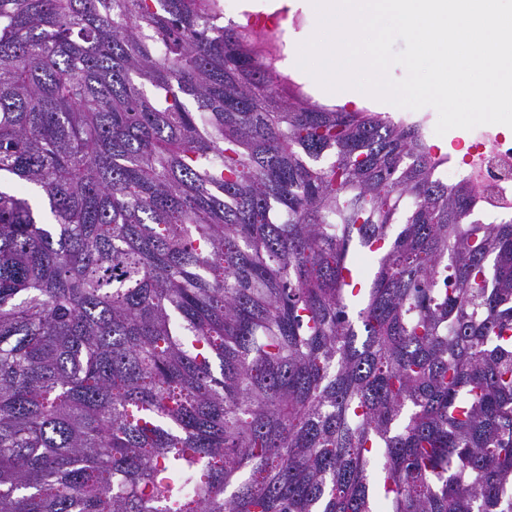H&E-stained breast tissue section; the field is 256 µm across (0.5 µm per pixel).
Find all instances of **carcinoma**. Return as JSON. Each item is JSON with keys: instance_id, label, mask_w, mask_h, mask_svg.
Here are the masks:
<instances>
[{"instance_id": "cac0c4a2", "label": "carcinoma", "mask_w": 512, "mask_h": 512, "mask_svg": "<svg viewBox=\"0 0 512 512\" xmlns=\"http://www.w3.org/2000/svg\"><path fill=\"white\" fill-rule=\"evenodd\" d=\"M223 19L0 0V512H512V220Z\"/></svg>"}]
</instances>
